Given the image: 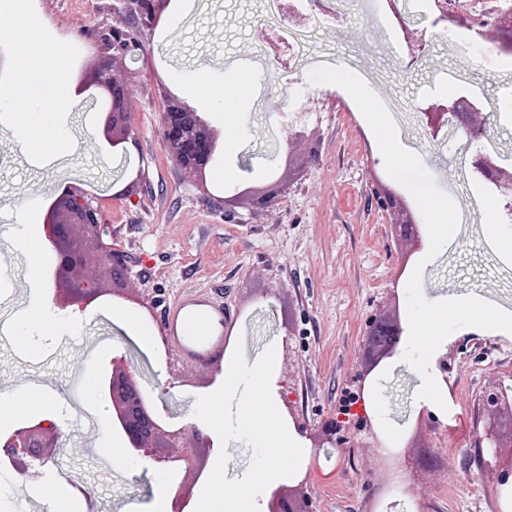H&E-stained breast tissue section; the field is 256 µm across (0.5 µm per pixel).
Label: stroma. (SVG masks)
Segmentation results:
<instances>
[{"label":"stroma","instance_id":"1","mask_svg":"<svg viewBox=\"0 0 512 512\" xmlns=\"http://www.w3.org/2000/svg\"><path fill=\"white\" fill-rule=\"evenodd\" d=\"M411 28L427 33L428 49L405 66L397 48L395 20L383 0H356L334 23L305 28V62L291 70L272 65L264 37L277 20L267 0H188L177 20L144 30L134 60L116 70L125 83L139 146L120 154L97 135L102 105L83 97L67 116L69 147L42 157L21 147L15 130L0 122V219L19 205L43 201L66 183L98 185L112 240L129 256L130 292L160 303L148 322L165 338V313L176 300L206 288L224 295V327L231 342H242L254 361L279 340L281 397L294 412L302 439L335 418L345 392L355 386L368 321L379 312L406 309V285L424 263L422 291L436 300L459 294L480 297L512 312V256L501 239L512 238L495 190L475 174L466 141L456 125L432 137L420 111L424 103L470 90L483 103L486 126L480 140L500 162L512 166V116L499 110L512 96V58L500 46L512 40L501 27L493 41L474 35L458 39L414 0H399ZM45 21L66 33L69 70L81 73L101 51V32L125 27L130 18L120 0H37ZM356 73L393 110L401 144L417 154L438 187L456 204V234L435 258L427 243L411 247L373 189L394 186L376 138L362 113L347 112L334 90L313 84L318 66ZM241 69L253 77L248 98L233 114H211L220 131L236 129L231 150L220 161L230 175L202 193L163 150V96L175 81L198 75L216 97L224 93L225 72ZM303 131L295 141V131ZM304 157L301 174L287 194L262 212L225 213L219 199L253 183L252 169L282 172L288 152ZM142 170L131 197L113 196V183ZM499 232L490 235L489 224ZM34 252L16 228L0 231V395L36 387L55 402L61 431L57 466H35L21 476L0 469L25 512H49L58 478L87 492L80 512H147L160 479L178 484L191 472L149 465L113 466L101 447L104 395L76 394L81 374L102 377L112 360L126 357L158 412L184 425L201 393L224 369L223 357L189 362L172 349L156 359L115 324L103 297L85 310L70 311L73 328L53 332L18 328L36 302L51 303L50 286L32 277ZM447 362L448 409L415 411L410 370L387 362L377 371L376 395L383 415L399 425L395 438L344 448L313 449L305 491L313 512H512V481L501 480L512 466V450L498 459L481 453L478 439L489 421L481 400L512 386V336L465 327L452 333L441 354Z\"/></svg>","mask_w":512,"mask_h":512}]
</instances>
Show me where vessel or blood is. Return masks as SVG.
Segmentation results:
<instances>
[{
  "mask_svg": "<svg viewBox=\"0 0 512 512\" xmlns=\"http://www.w3.org/2000/svg\"><path fill=\"white\" fill-rule=\"evenodd\" d=\"M224 304L201 293L177 300L170 308L165 328L169 346L182 358L204 363L224 351Z\"/></svg>",
  "mask_w": 512,
  "mask_h": 512,
  "instance_id": "1",
  "label": "vessel or blood"
}]
</instances>
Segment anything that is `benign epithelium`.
<instances>
[{"label": "benign epithelium", "mask_w": 512, "mask_h": 512, "mask_svg": "<svg viewBox=\"0 0 512 512\" xmlns=\"http://www.w3.org/2000/svg\"><path fill=\"white\" fill-rule=\"evenodd\" d=\"M127 3L132 23L147 30L156 28L164 20L169 6V0H127ZM387 4L406 44L407 64L411 65L426 50V32L410 29L396 9V0H387ZM448 19L487 39V29L499 27L506 21L512 23V12L504 11L494 21L485 23L465 13L450 14L447 7H440V15L435 22ZM103 49L112 52V57L124 60L141 49V43L131 39L123 29L114 27L103 38ZM85 84L95 88L106 103L102 138L112 147L128 153V145H137V138L128 112L126 87L114 80L104 63L86 72ZM481 111L480 102L466 95L447 101L438 100L422 109L432 136H438L450 118L469 135L468 146L473 148V171L491 184L509 207L512 205V169L503 166L493 154L473 146L475 136H471V133L482 135V122L477 119ZM161 144L183 171L205 187L208 174L223 154L224 137L213 129L206 113L197 111L181 98L169 97L163 112ZM289 180L290 177L285 176L269 179L258 186L238 188L224 197V208L233 210L246 205L254 212L262 211L285 194ZM375 196L380 209L404 215L399 225L401 236L409 239L420 237L421 227L407 216L400 195L380 184L375 189ZM43 230L55 253L53 304L56 308L65 311L76 306L83 310L105 293H115L126 287L124 273L128 271V256L112 243V225L107 223L98 198L88 194L81 186L68 184L53 196L43 218ZM403 336L404 328L397 309L386 315H375L369 320L367 360L359 375L360 389H365L375 370L394 356ZM108 388L112 395L122 397L129 409V416L123 421L121 431L133 456L163 465L182 462L193 470L194 475H199L203 467L191 458L159 452L162 447H176L186 430L170 429L156 416L138 382L136 371L121 358L112 361ZM483 402L493 413L508 409L512 417V396L506 392L489 393L483 397ZM351 422L354 431L349 437L339 434L336 421L326 423L317 436V444L344 445L362 433L369 438L376 437L371 420L367 417L358 415ZM60 439L61 432L57 425L46 420L34 421L6 438L0 437V457L8 459L13 468L22 474L28 467L29 458L43 463L56 462ZM479 444L488 448L495 457L498 449L512 447V429L506 439L497 423H489L479 437ZM304 485L305 481L301 480L295 485L275 490L268 499V512H310Z\"/></svg>", "instance_id": "1"}]
</instances>
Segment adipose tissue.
Here are the masks:
<instances>
[{
	"mask_svg": "<svg viewBox=\"0 0 512 512\" xmlns=\"http://www.w3.org/2000/svg\"><path fill=\"white\" fill-rule=\"evenodd\" d=\"M0 7L15 16L14 27L0 33V41L6 42L14 62L8 86H0V120L13 125L27 152L44 155L65 148L67 138L60 115L80 100L67 70V47L33 37L32 32L39 24L35 0H0ZM251 84L249 73L229 72L224 77L223 97L215 98L208 95L204 82L197 80L193 83L191 104L201 112L213 108L231 111L247 96ZM21 98L28 101L29 111L15 110L14 103ZM36 121L41 122L43 134L33 138L29 129ZM28 417L54 420L50 396L37 390L0 395L1 429Z\"/></svg>",
	"mask_w": 512,
	"mask_h": 512,
	"instance_id": "1",
	"label": "adipose tissue"
}]
</instances>
